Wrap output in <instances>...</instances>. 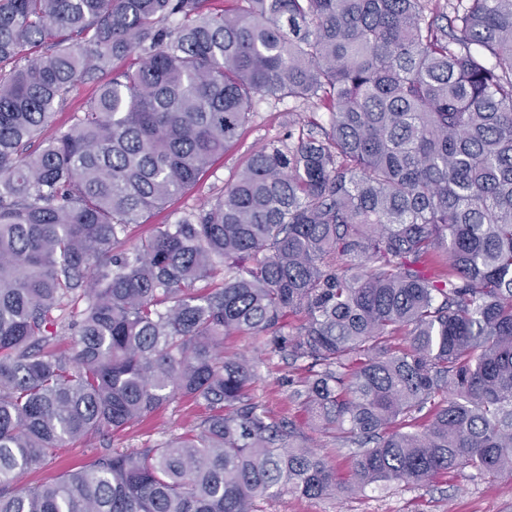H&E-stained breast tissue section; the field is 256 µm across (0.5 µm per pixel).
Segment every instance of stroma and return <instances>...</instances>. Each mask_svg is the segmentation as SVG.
Segmentation results:
<instances>
[{
  "instance_id": "35a3bbf8",
  "label": "stroma",
  "mask_w": 512,
  "mask_h": 512,
  "mask_svg": "<svg viewBox=\"0 0 512 512\" xmlns=\"http://www.w3.org/2000/svg\"><path fill=\"white\" fill-rule=\"evenodd\" d=\"M302 110V105L289 101L258 103L249 127L230 144L224 155L212 162L193 188L175 197L165 209L155 212L148 223L134 227L127 239L128 244H135L147 236L153 225L174 223L184 213L220 196L225 185L245 166L256 149L287 136L294 114ZM224 352L228 355L247 352L262 357L256 396L266 402L275 418L294 416L287 386V379L294 368L281 358L265 357L263 338L227 337ZM202 416V409L193 402L177 399L115 439L113 445L117 448L153 447L170 436L191 429ZM94 455L92 445L82 441L71 442L43 468L26 474L24 480L28 483L50 480L62 471L90 461ZM265 512H512V476L488 480L466 468L437 483L399 482L383 490L369 488L338 497L307 499L288 493L269 501Z\"/></svg>"
}]
</instances>
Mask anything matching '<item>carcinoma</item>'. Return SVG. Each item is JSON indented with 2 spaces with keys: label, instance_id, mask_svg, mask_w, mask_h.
Instances as JSON below:
<instances>
[{
  "label": "carcinoma",
  "instance_id": "carcinoma-1",
  "mask_svg": "<svg viewBox=\"0 0 512 512\" xmlns=\"http://www.w3.org/2000/svg\"><path fill=\"white\" fill-rule=\"evenodd\" d=\"M207 2L0 0V512L335 494L326 456L255 399L260 359L224 355L233 335L304 362L289 399L352 449V489L512 476V0ZM267 99L324 104L329 127L262 146L125 247ZM176 398L205 409L188 432L22 482ZM95 80H83L78 82L67 96L66 101L56 109V114L51 128L46 136H51L55 131L66 129L75 119L81 115L86 101L93 94L96 82L100 79H107L108 76L98 74Z\"/></svg>",
  "mask_w": 512,
  "mask_h": 512
}]
</instances>
